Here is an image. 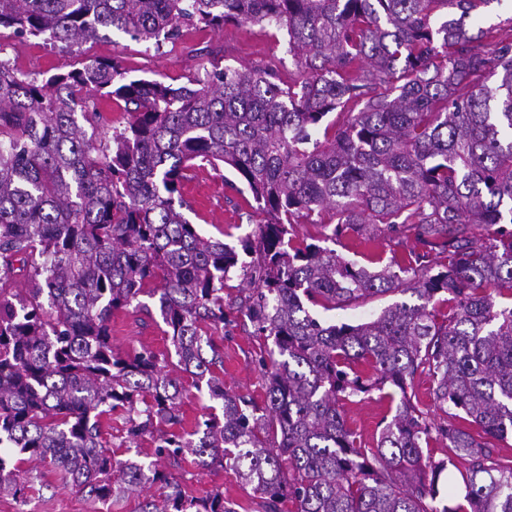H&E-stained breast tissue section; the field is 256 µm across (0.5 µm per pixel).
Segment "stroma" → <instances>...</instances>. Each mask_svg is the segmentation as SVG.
Instances as JSON below:
<instances>
[{
  "instance_id": "35a3bbf8",
  "label": "stroma",
  "mask_w": 512,
  "mask_h": 512,
  "mask_svg": "<svg viewBox=\"0 0 512 512\" xmlns=\"http://www.w3.org/2000/svg\"><path fill=\"white\" fill-rule=\"evenodd\" d=\"M0 46L4 57L19 71L34 77L42 73H59L72 69L80 58L101 57L117 59L122 68L134 77L160 78L178 86L187 77L201 72L206 64V52L218 54L221 65L231 67L277 63L282 79L296 78V69L289 53L288 35L273 26L228 23L220 29H182L178 38L163 41L160 49L146 48L129 36L115 32L109 38L83 45L80 51H69L43 39L16 37L11 30L0 29ZM228 169L204 167L194 171L183 193L192 209L187 214L190 223L204 235L226 237L236 243L238 237L254 234L261 220L250 206L249 197L239 195L226 184ZM163 323L152 320L128 307L112 318V346L116 353L127 356L141 349L153 350L159 359H167L171 344L163 331ZM212 337L224 356V386L233 393L265 398V378L253 362L255 351L265 342L255 335L251 325L243 323L236 314H229L223 328L214 330ZM350 428L360 435L362 444L372 448L382 421L391 419L392 411L380 391L355 397L344 406ZM174 477L185 491L200 495L213 489L224 492L235 512H258L259 506L251 488L237 482L233 475L220 468H203L192 460L174 469ZM159 485L137 491L111 505L88 498L77 488L57 481L46 474L28 493L26 505L7 494L0 496V512H140L142 501L159 496Z\"/></svg>"
}]
</instances>
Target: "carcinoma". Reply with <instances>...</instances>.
I'll return each instance as SVG.
<instances>
[{
    "instance_id": "obj_1",
    "label": "carcinoma",
    "mask_w": 512,
    "mask_h": 512,
    "mask_svg": "<svg viewBox=\"0 0 512 512\" xmlns=\"http://www.w3.org/2000/svg\"><path fill=\"white\" fill-rule=\"evenodd\" d=\"M491 2L0 0V28L70 50L114 31L158 47L186 26L273 25L304 73L212 61L173 87L97 57L41 80L0 59V495L26 504L40 464L103 503L159 482L140 512H235L156 467L191 456L232 472L263 512H512V463L494 444L512 436V304L488 293L512 292V19L476 27ZM102 99L128 118L98 143L84 124L106 122ZM221 165L265 215L238 248L182 212L188 171ZM301 224L414 248L369 269L305 243ZM237 271V312L272 343L255 358L262 406L224 389L201 329L224 323ZM396 293L414 300L358 324L310 310ZM142 295L170 371L150 349H112V314ZM179 372L211 402L190 432ZM418 373L434 382L428 409L408 393ZM388 385L395 414L364 448L345 402ZM117 411L125 442L151 436L156 461L117 457L103 431ZM455 470L462 504L438 489Z\"/></svg>"
}]
</instances>
